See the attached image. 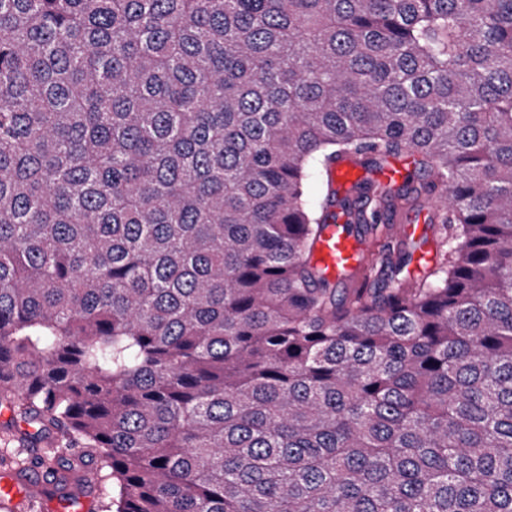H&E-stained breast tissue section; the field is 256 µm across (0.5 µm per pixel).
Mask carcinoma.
<instances>
[{
	"label": "carcinoma",
	"instance_id": "1",
	"mask_svg": "<svg viewBox=\"0 0 512 512\" xmlns=\"http://www.w3.org/2000/svg\"><path fill=\"white\" fill-rule=\"evenodd\" d=\"M397 153L439 259L338 288ZM3 405L99 512H512V0H0ZM334 187L340 200H347L349 208H336V221L330 223L321 243L317 258L332 277H342L358 287L361 274L366 268L369 244L365 236L347 233L345 224H357L358 199L372 178L353 157H342L333 168ZM336 222V224H334Z\"/></svg>",
	"mask_w": 512,
	"mask_h": 512
}]
</instances>
